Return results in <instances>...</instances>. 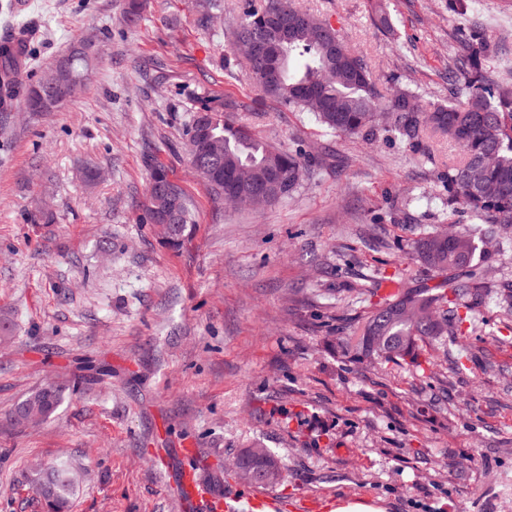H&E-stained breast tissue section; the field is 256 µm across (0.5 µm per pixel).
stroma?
Listing matches in <instances>:
<instances>
[{
    "label": "stroma",
    "mask_w": 512,
    "mask_h": 512,
    "mask_svg": "<svg viewBox=\"0 0 512 512\" xmlns=\"http://www.w3.org/2000/svg\"><path fill=\"white\" fill-rule=\"evenodd\" d=\"M30 80L82 37L98 59L62 110L15 108L0 131V512H43L31 462L81 468L71 512H184L171 472L196 448L222 486L240 450L284 465L264 493L296 512L360 503L374 512H512V316L495 296L473 330L423 343L420 367L341 355L390 281L419 288L410 241L471 223L441 176L458 146L428 154L344 136L263 98L229 31L243 0L204 34L197 0H149L137 27L124 0H29ZM361 54L379 91L395 80L424 101L448 98V65L477 28L494 70L512 56V0H480L461 18L448 0H294ZM390 15L394 35L372 19ZM209 89L240 104L269 144L322 155L292 195L265 207L214 200L185 148L184 107ZM162 163L193 204L178 246L144 220ZM49 211V224L33 223ZM469 357L455 373L457 354ZM112 376L67 394L45 422L11 426L32 390L81 374Z\"/></svg>",
    "instance_id": "35a3bbf8"
}]
</instances>
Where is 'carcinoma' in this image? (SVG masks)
<instances>
[{
    "instance_id": "cac0c4a2",
    "label": "carcinoma",
    "mask_w": 512,
    "mask_h": 512,
    "mask_svg": "<svg viewBox=\"0 0 512 512\" xmlns=\"http://www.w3.org/2000/svg\"><path fill=\"white\" fill-rule=\"evenodd\" d=\"M142 0H128L123 21L141 19ZM224 0H205L195 18L197 27L212 31L214 19L223 15ZM252 45L259 56L279 68L277 82L269 84L259 67L246 62L249 80L263 96L291 111L307 112L326 129L373 140L379 136L399 141L415 155L429 151L427 133L457 144L462 158L448 165L445 188L448 204H459L480 224L464 225L453 232L434 229L415 239L412 255L426 271L449 274L443 291L436 287L405 289L377 303L358 332L348 337L343 353L358 361L418 363L419 343L445 341L463 333L473 306L489 293L475 259L489 257L486 241L512 227V61L504 60L500 81L492 83L483 71L488 52L480 35L472 32L460 41L459 52L448 70V103L420 109L416 95L394 83L385 94L377 88L363 56L342 41L335 28L316 15L296 7L292 0H256L243 11L232 31V44ZM68 72L81 90L88 73L87 60L77 52L64 56ZM25 58L0 54V93L27 101L31 84L24 78ZM186 123L185 147L195 152L191 132L201 117L211 119L214 143L210 164L224 177L207 185L219 200L233 201L227 179L242 168L277 170L282 178L280 197L294 192L308 169L318 165L302 150L273 147L239 123L231 103L218 104L203 90L193 94ZM176 211L174 235L189 234L195 223L190 199L181 186L168 181ZM67 387L50 384L22 400L10 415L14 425L49 418L63 400ZM240 483L268 486L282 478L280 460L267 448L256 454L243 449L232 470ZM33 481L47 512H67L76 492V475L65 463H36Z\"/></svg>"
}]
</instances>
